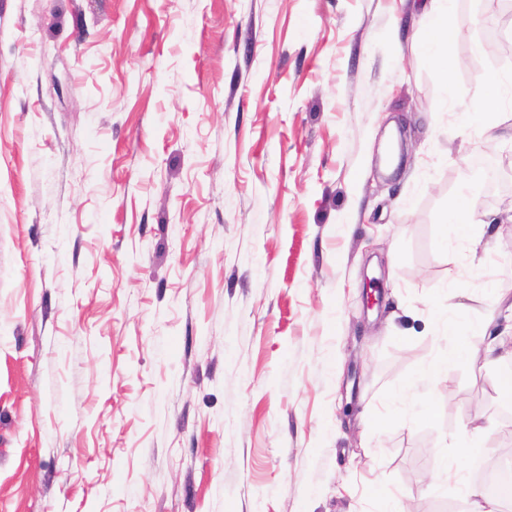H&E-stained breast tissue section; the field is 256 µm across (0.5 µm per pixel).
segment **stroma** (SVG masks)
<instances>
[{
  "label": "stroma",
  "instance_id": "obj_1",
  "mask_svg": "<svg viewBox=\"0 0 512 512\" xmlns=\"http://www.w3.org/2000/svg\"><path fill=\"white\" fill-rule=\"evenodd\" d=\"M0 0V512H465L512 456L501 0ZM406 158L382 171L391 127ZM472 181L493 217L448 249ZM381 308L364 310L366 278ZM458 326L445 334L437 310ZM424 3L422 13L424 15L426 34L421 36L418 42L419 50L429 57H439L447 51L452 34L445 28V21L452 10L454 0H428ZM459 112L466 117L470 125L480 124L485 119L490 107L486 101L468 98L467 93L460 92L456 99ZM478 336L483 338L485 357L487 359L493 357L499 350L504 348L507 336H511L512 339V314L510 318H504V324L497 325L492 330H490L489 324L484 325Z\"/></svg>",
  "mask_w": 512,
  "mask_h": 512
}]
</instances>
